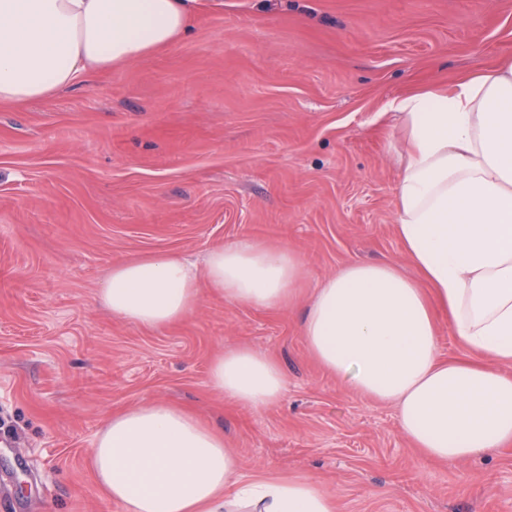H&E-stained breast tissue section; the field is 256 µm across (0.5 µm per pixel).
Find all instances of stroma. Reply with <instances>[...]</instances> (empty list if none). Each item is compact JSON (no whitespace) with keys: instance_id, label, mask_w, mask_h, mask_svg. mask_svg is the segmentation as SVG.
Here are the masks:
<instances>
[{"instance_id":"1","label":"stroma","mask_w":512,"mask_h":512,"mask_svg":"<svg viewBox=\"0 0 512 512\" xmlns=\"http://www.w3.org/2000/svg\"><path fill=\"white\" fill-rule=\"evenodd\" d=\"M508 58L512 0H223L157 53L0 107V512H123L90 450L149 400L222 430L247 475L311 477L338 512H512V448L422 458L394 408L325 371L300 329L342 264H408L389 102ZM244 238L301 255L291 306L205 291L150 330L95 303L119 260L200 264ZM237 346L279 362L281 401L210 385Z\"/></svg>"}]
</instances>
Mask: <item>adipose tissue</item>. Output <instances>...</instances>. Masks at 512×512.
I'll use <instances>...</instances> for the list:
<instances>
[{
  "mask_svg": "<svg viewBox=\"0 0 512 512\" xmlns=\"http://www.w3.org/2000/svg\"><path fill=\"white\" fill-rule=\"evenodd\" d=\"M201 0H0V105L44 100L164 49ZM395 233L414 276L395 264L350 262L301 315L311 355L355 390L392 405L429 459L454 464L512 447V61L393 99ZM306 272L284 245L240 239L204 267L171 253L113 265L97 291L113 316L152 330L189 317L202 288L275 311ZM467 350L442 356L438 314ZM233 402H278L286 379L266 353L240 347L209 367ZM103 495L125 512H336L309 477L247 476L222 431L174 404L112 416L91 450Z\"/></svg>",
  "mask_w": 512,
  "mask_h": 512,
  "instance_id": "adipose-tissue-1",
  "label": "adipose tissue"
}]
</instances>
